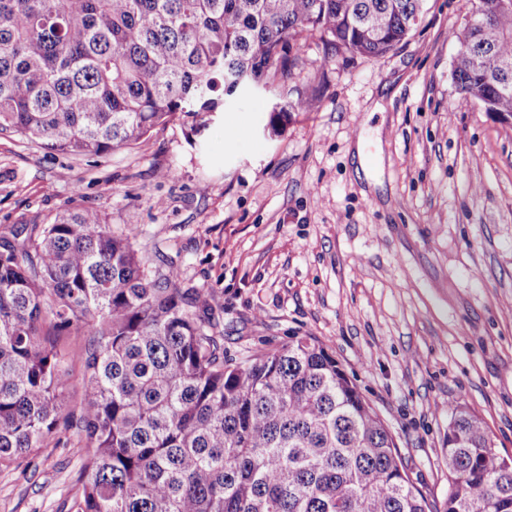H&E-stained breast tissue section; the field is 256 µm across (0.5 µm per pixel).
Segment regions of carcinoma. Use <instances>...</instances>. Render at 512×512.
<instances>
[{
	"label": "carcinoma",
	"instance_id": "1",
	"mask_svg": "<svg viewBox=\"0 0 512 512\" xmlns=\"http://www.w3.org/2000/svg\"><path fill=\"white\" fill-rule=\"evenodd\" d=\"M423 2L0 0V134L106 155L249 86L286 89L306 33L383 56ZM473 13L454 33L455 82L512 118V5L475 0ZM307 104L274 108L271 133ZM63 333L89 337L80 378ZM77 385L79 413H66ZM72 429L71 512H512V459L476 412L448 409V495L428 500L315 337L228 356L207 289L149 269L91 210L0 235V470Z\"/></svg>",
	"mask_w": 512,
	"mask_h": 512
}]
</instances>
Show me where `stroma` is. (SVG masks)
I'll return each instance as SVG.
<instances>
[{
    "label": "stroma",
    "mask_w": 512,
    "mask_h": 512,
    "mask_svg": "<svg viewBox=\"0 0 512 512\" xmlns=\"http://www.w3.org/2000/svg\"><path fill=\"white\" fill-rule=\"evenodd\" d=\"M473 6L426 0L380 57L308 39L289 87L309 106L275 135L274 90L101 157L0 134V232L95 210L150 267L209 289L228 355L316 337L443 501L449 407L512 457V124L453 79ZM81 467L50 445L0 471V512H70Z\"/></svg>",
    "instance_id": "obj_1"
}]
</instances>
